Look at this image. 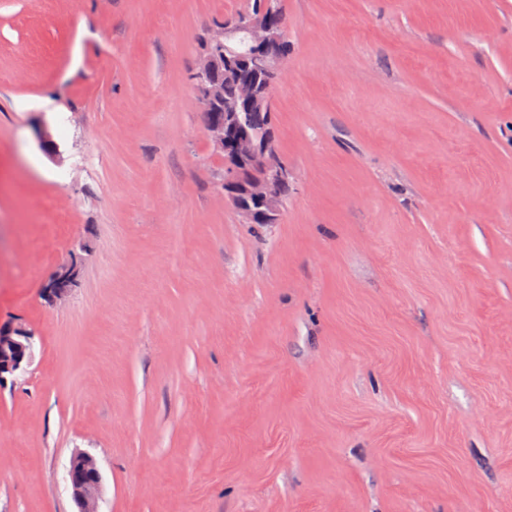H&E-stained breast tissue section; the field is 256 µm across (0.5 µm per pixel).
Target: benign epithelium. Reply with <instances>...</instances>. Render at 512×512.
Wrapping results in <instances>:
<instances>
[{
  "instance_id": "obj_1",
  "label": "benign epithelium",
  "mask_w": 512,
  "mask_h": 512,
  "mask_svg": "<svg viewBox=\"0 0 512 512\" xmlns=\"http://www.w3.org/2000/svg\"><path fill=\"white\" fill-rule=\"evenodd\" d=\"M224 37L238 31L248 33L254 45V56L264 74L261 81L248 83L243 88L242 103H270L275 85L284 74L285 56H271L269 46L281 38L280 28L256 20L247 23H228L221 26ZM218 33L205 39L200 49L190 80L197 98L214 108H220V96L210 78L217 64L216 54L222 52ZM212 149L223 155L222 188L244 224H277L280 209L275 190L288 182L287 166L279 159L276 138L268 131L257 140L249 139L242 130V113L221 111L206 126ZM79 265L77 258L56 266L46 278L41 293L51 302L66 301L77 286ZM34 333L22 321L0 323V387L16 380L26 371L33 357ZM68 480L77 512H100L99 500L102 477L97 460L87 452L75 453L70 461Z\"/></svg>"
}]
</instances>
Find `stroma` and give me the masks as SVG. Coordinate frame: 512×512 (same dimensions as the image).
Masks as SVG:
<instances>
[{"instance_id":"stroma-1","label":"stroma","mask_w":512,"mask_h":512,"mask_svg":"<svg viewBox=\"0 0 512 512\" xmlns=\"http://www.w3.org/2000/svg\"><path fill=\"white\" fill-rule=\"evenodd\" d=\"M244 2L0 0V512H512V0H281L277 224L189 84ZM78 270L79 265L75 255L69 262L56 266L42 286V296L51 302H65L77 286ZM34 333L22 321L0 323V387L13 383L33 357ZM68 480L76 512H101L99 500L102 477L97 460L87 452L75 453L70 461Z\"/></svg>"}]
</instances>
